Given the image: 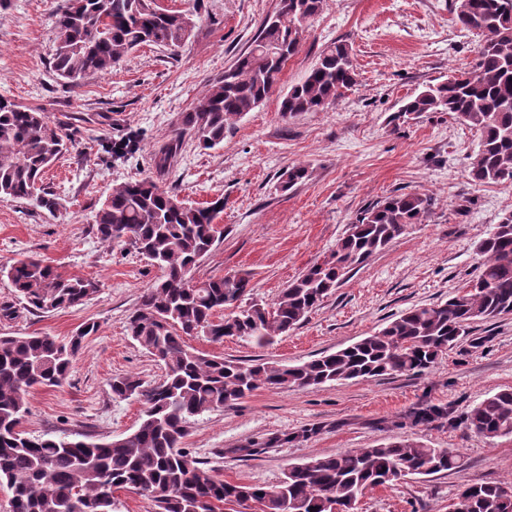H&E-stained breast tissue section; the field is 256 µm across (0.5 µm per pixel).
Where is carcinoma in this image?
Wrapping results in <instances>:
<instances>
[{"label":"carcinoma","mask_w":512,"mask_h":512,"mask_svg":"<svg viewBox=\"0 0 512 512\" xmlns=\"http://www.w3.org/2000/svg\"><path fill=\"white\" fill-rule=\"evenodd\" d=\"M325 0H279L257 36L224 76L180 116L174 138L155 155L163 172L181 149L184 131L211 149L232 121L272 94L288 59L303 40L305 23ZM451 11L480 40L473 64L445 82L403 100L401 113L446 112L475 129L480 149L470 163L473 181L512 185V0H451ZM192 15L158 8L156 0H66L56 17L52 67L76 87L104 75L142 46L177 51L192 35ZM356 83L351 49L323 48L305 78L283 95L280 112L290 118L324 112ZM73 142V134L37 108L0 97V198L27 199L41 175ZM287 191L309 178L293 165L280 175ZM435 206L425 192L391 194L365 209L335 248L292 280L271 304L241 309L251 276L236 272L198 280L193 271L217 241L214 226L224 201L184 202L152 177L117 184L94 215L99 241L129 244L162 276L144 291L126 318L128 335L164 363L160 381L145 387L134 376L112 379V396L137 397L144 409L138 427L108 442L30 436L21 429L26 396L57 387L68 377L86 337V323L66 341L46 333L0 336V486L12 492V512H117L118 492L149 495L156 512H221L249 495L262 512H354L369 490L407 475H434L456 468L457 455L403 439L338 455L310 457L288 469L279 484L230 482L212 474L183 447L187 423L208 411L238 403L259 388H315L347 380L419 374L469 334L470 325L512 315V214L502 218L476 252L478 273L445 302L406 309L385 327L334 353L296 365L254 360L249 364L206 355L185 337L212 342L237 337L270 344L307 319L348 274L384 251ZM25 308L49 313L84 304L98 292L93 279L67 276L27 257L0 266ZM225 312L221 318L217 313ZM451 412L428 407L413 413L425 424ZM463 423L492 441L512 437V389L474 405ZM458 496L469 512H512V486L484 482Z\"/></svg>","instance_id":"cac0c4a2"}]
</instances>
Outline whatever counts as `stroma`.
<instances>
[{
	"label": "stroma",
	"mask_w": 512,
	"mask_h": 512,
	"mask_svg": "<svg viewBox=\"0 0 512 512\" xmlns=\"http://www.w3.org/2000/svg\"><path fill=\"white\" fill-rule=\"evenodd\" d=\"M64 0H0V96L46 112L77 140L42 182L60 203L56 213L34 200L0 199V265L31 256L62 273L98 280L82 305L39 314L18 305L0 277V336L47 333L64 339L84 323L87 338L68 379L27 397L28 435L108 441L134 431L143 410L113 398V377L158 382L164 365L125 331L128 315L160 270L127 245L100 243L92 216L113 185L158 176L198 204L223 199L222 233L194 271L199 279L234 272L252 276L240 307L272 303L290 281L323 258L369 205L398 192L432 194L436 205L379 255L353 270L306 321L268 346L236 337H189L206 354L242 363L296 364L344 348L414 305L443 302L475 275L476 245L512 213V186L472 181L480 148L476 130L445 112L399 115L405 98L467 68L478 38L457 24L450 0H326L297 53L261 106L238 118L212 149L185 133L164 175L154 157L209 84L252 43L278 0H165L192 13L195 29L178 50L144 46L111 73L62 84L51 68L54 20ZM347 44L355 86L327 111L284 118L282 94L299 83L331 42ZM136 133L137 151L117 158L105 145ZM306 165L309 178L281 191L280 173ZM512 389V315L474 324L458 347L421 374L348 380L318 388L258 389L237 404L192 418L184 445L221 479L273 486L290 465L383 442L413 438L458 455L455 469L406 476L368 492L356 512H448L462 488L512 481V439L488 441L439 419L414 424L429 406L465 414ZM291 442H282V435ZM259 444L252 456L242 448Z\"/></svg>",
	"instance_id": "obj_1"
}]
</instances>
